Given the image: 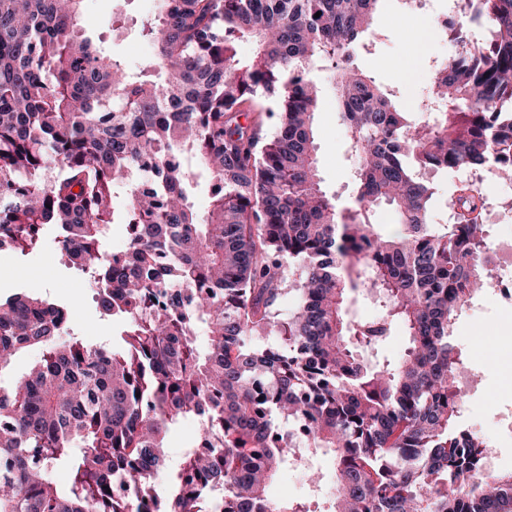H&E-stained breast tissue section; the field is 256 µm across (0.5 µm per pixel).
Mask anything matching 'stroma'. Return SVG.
<instances>
[{"mask_svg": "<svg viewBox=\"0 0 512 512\" xmlns=\"http://www.w3.org/2000/svg\"><path fill=\"white\" fill-rule=\"evenodd\" d=\"M452 2L427 0L422 17L412 21L407 16L406 0H379L373 27L382 32L383 39L375 54L357 55V63L372 71L379 83L397 91L403 103L416 102L429 86L434 61L456 49L449 37L429 25L430 18L448 14ZM154 14L149 0H85L78 25L86 33L102 37L112 58L137 73L145 69L153 55L152 46L140 35V25ZM316 142L325 188L346 195L356 158L348 147L336 115V96L330 90L325 92L316 115ZM471 181L493 187L485 224L512 225V181L497 179L487 168H464L434 177L433 219L446 221L449 196L458 186ZM0 265L11 270L9 278L0 280L1 298L15 294L47 297L69 310L74 333L85 342L99 344L119 339L123 326L101 316L92 300L89 276L62 264L52 244L32 253L0 252ZM454 336L468 370L483 375L471 388L459 421L462 426L491 434L495 407L512 404V364L489 374L484 373L483 367L492 353L512 348V311H502L490 297H481L475 309L461 311ZM314 467L322 478L320 484H311L299 467L290 466L271 484V492L306 503L314 512H324L329 498L327 480L332 476L331 456L318 455Z\"/></svg>", "mask_w": 512, "mask_h": 512, "instance_id": "stroma-1", "label": "stroma"}]
</instances>
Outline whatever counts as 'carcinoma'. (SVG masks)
I'll list each match as a JSON object with an SVG mask.
<instances>
[{"label":"carcinoma","mask_w":512,"mask_h":512,"mask_svg":"<svg viewBox=\"0 0 512 512\" xmlns=\"http://www.w3.org/2000/svg\"><path fill=\"white\" fill-rule=\"evenodd\" d=\"M82 2L0 0V252L38 250L54 229L102 316L122 319V346L61 340L70 317L46 298L0 300V370L42 350L0 386V512H311L267 490L322 448L336 476L327 512H512V472L474 480L487 440L457 422L453 328L490 285L489 188L457 189L438 224L416 174L512 170V0H465L488 38L441 28L460 51L436 61L426 120L354 64L379 0H163L138 74L77 27ZM315 69L357 158L343 208L319 174ZM120 188L118 254L104 241ZM355 293L379 315L350 318ZM398 328L404 356L368 359ZM258 379L272 391L255 393ZM185 420L198 438L166 473V433ZM300 420L307 452L281 436Z\"/></svg>","instance_id":"obj_1"}]
</instances>
